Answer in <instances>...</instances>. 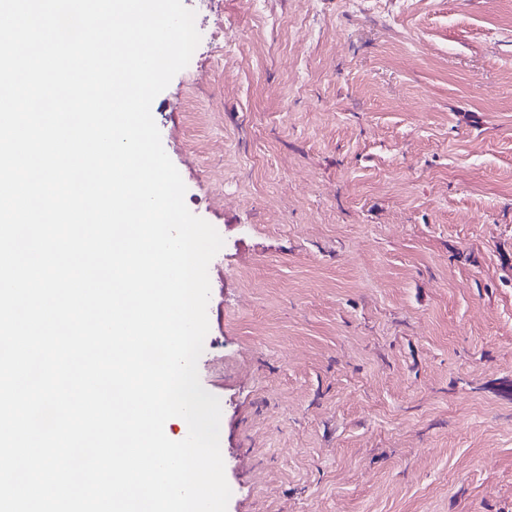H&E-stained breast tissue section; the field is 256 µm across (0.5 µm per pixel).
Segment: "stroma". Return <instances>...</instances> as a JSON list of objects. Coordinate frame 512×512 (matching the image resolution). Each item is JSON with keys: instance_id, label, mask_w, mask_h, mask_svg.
<instances>
[{"instance_id": "obj_1", "label": "stroma", "mask_w": 512, "mask_h": 512, "mask_svg": "<svg viewBox=\"0 0 512 512\" xmlns=\"http://www.w3.org/2000/svg\"><path fill=\"white\" fill-rule=\"evenodd\" d=\"M183 3L227 512H512V0Z\"/></svg>"}]
</instances>
